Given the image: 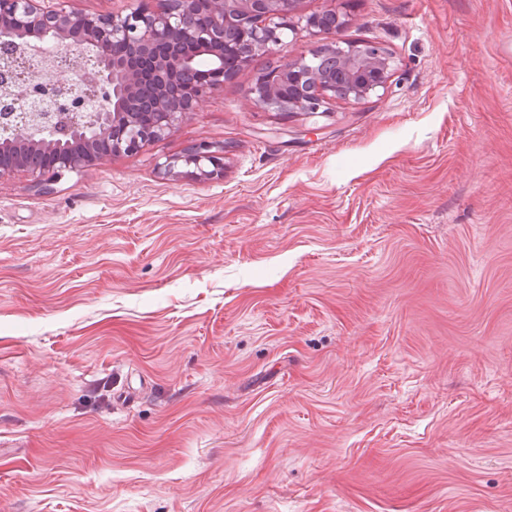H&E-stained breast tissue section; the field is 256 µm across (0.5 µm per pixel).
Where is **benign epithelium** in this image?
I'll return each instance as SVG.
<instances>
[{
	"label": "benign epithelium",
	"mask_w": 512,
	"mask_h": 512,
	"mask_svg": "<svg viewBox=\"0 0 512 512\" xmlns=\"http://www.w3.org/2000/svg\"><path fill=\"white\" fill-rule=\"evenodd\" d=\"M198 3L199 0H171V7L166 9L145 6L125 14L75 17L63 10L46 8L41 0H0V45L41 54L40 46L26 42L23 31L15 26V20L21 17L29 26L43 29L41 41L53 43L54 55H69L79 49L92 56L99 70L98 82L89 90L38 81L33 99L25 105L0 100V154L19 112L28 119L30 135L17 152L35 153L50 148L58 172L83 167L89 158L81 151L80 140L100 131L112 134L108 140L112 153H134L163 139L186 113L194 110L202 96L215 88L213 84L183 83V76L194 70L196 61L174 55L178 39L200 44L217 66L224 55V29L230 24L239 25L265 48L285 47L288 34L297 33L294 18L300 0H223V13L212 16L208 23L196 21ZM110 42L123 43L128 51L115 56L107 48ZM306 63L304 57L287 62L286 74L298 84L300 97L296 102L273 103L263 94L261 76L250 90L256 104L279 112L319 111L325 100L336 97V84L325 77L307 81ZM391 67L392 60L387 55L377 78L358 83L346 98L365 99L385 88ZM133 75L152 86L159 105L144 126L137 119L136 86L130 82ZM176 84L182 85V92L173 100L170 90ZM179 167L192 168L203 175L224 170L216 152L205 143L160 163L167 173Z\"/></svg>",
	"instance_id": "benign-epithelium-1"
}]
</instances>
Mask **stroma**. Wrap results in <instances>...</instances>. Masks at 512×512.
Segmentation results:
<instances>
[{"label":"stroma","instance_id":"35a3bbf8","mask_svg":"<svg viewBox=\"0 0 512 512\" xmlns=\"http://www.w3.org/2000/svg\"><path fill=\"white\" fill-rule=\"evenodd\" d=\"M162 140L0 173V512H512V0H301ZM213 146L224 171L164 173ZM382 51L385 57L379 54L376 50ZM369 46L366 47L363 52L359 53L355 56L360 65L364 68L367 74H370L374 71L380 69L384 63V68L382 72L377 75V78L374 81H365L358 83L357 86H353L350 92L344 97L340 99H353L360 100L368 98L374 94H376L380 89H384L387 81L390 77V71L392 67V60L388 53L378 46ZM306 57H301L287 61V68L284 72L298 84V91L300 97L294 105L289 103L291 100L295 101L297 97L296 88L288 82V77H278L271 82L264 83L265 94L269 99L278 102L289 103L275 104L269 100L262 91V84L266 78L260 76L255 85L251 88L250 94L253 96L256 104L265 109H273L283 112L288 108V111L302 110L305 112H319L325 99L339 98L336 96V84L330 79L319 76L311 83V80L305 82L302 86V81L307 78L304 74L305 65L307 63Z\"/></svg>","mask_w":512,"mask_h":512}]
</instances>
